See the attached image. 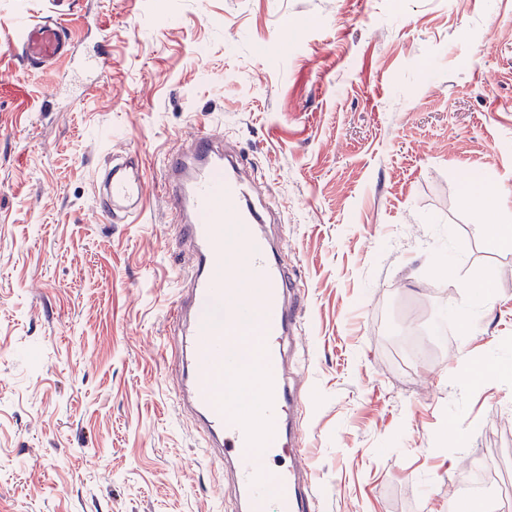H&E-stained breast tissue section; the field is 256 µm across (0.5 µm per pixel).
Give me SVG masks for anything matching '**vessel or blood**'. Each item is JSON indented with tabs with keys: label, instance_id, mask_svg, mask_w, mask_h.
<instances>
[{
	"label": "vessel or blood",
	"instance_id": "b4317fda",
	"mask_svg": "<svg viewBox=\"0 0 512 512\" xmlns=\"http://www.w3.org/2000/svg\"><path fill=\"white\" fill-rule=\"evenodd\" d=\"M15 56L40 69L73 52L60 20H12ZM163 187L175 215V247L193 260L178 282L169 319L170 359L180 379L176 402L193 418L211 454L231 463L227 487L239 512H314L307 441L290 429L305 403L288 384L285 341L307 299L263 229L271 210L255 206L241 157L229 156L223 134L198 129L188 145L163 159ZM147 195L138 157L108 155L95 188L103 217L135 223ZM260 381L244 393L247 372Z\"/></svg>",
	"mask_w": 512,
	"mask_h": 512
}]
</instances>
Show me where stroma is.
Wrapping results in <instances>:
<instances>
[{
    "mask_svg": "<svg viewBox=\"0 0 512 512\" xmlns=\"http://www.w3.org/2000/svg\"><path fill=\"white\" fill-rule=\"evenodd\" d=\"M20 14L107 37L100 86L23 70ZM202 127L279 200L308 286L288 372L316 512L512 480V248L479 230L512 225V0H0V512H221L161 359L188 272L161 161ZM109 151L142 162L139 223L97 209Z\"/></svg>",
    "mask_w": 512,
    "mask_h": 512,
    "instance_id": "35a3bbf8",
    "label": "stroma"
}]
</instances>
